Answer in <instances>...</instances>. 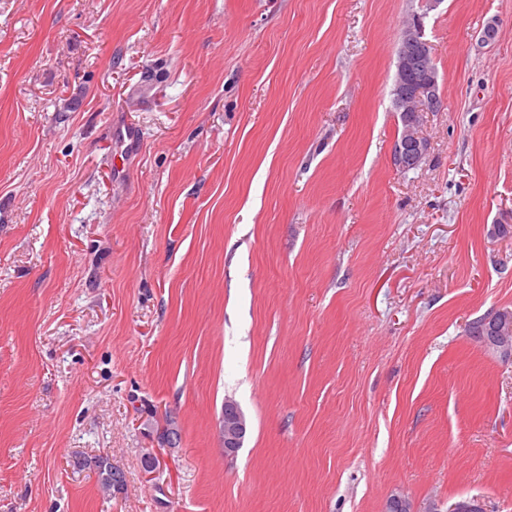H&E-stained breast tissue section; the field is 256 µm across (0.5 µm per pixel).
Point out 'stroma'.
<instances>
[{
    "label": "stroma",
    "mask_w": 512,
    "mask_h": 512,
    "mask_svg": "<svg viewBox=\"0 0 512 512\" xmlns=\"http://www.w3.org/2000/svg\"><path fill=\"white\" fill-rule=\"evenodd\" d=\"M498 224L512 0H0V512H512ZM422 28L419 22L417 32L412 30L405 36L398 53L397 104L404 117L403 130L406 128L402 140L394 145L393 163L401 169L415 168L426 155L428 144L420 135V116L425 110L434 111L439 99L437 76L425 67L430 46L423 38ZM416 68L423 69V78L410 85L406 83V77ZM393 104L399 112L394 98ZM487 316V315H486ZM481 317L468 324L467 332L469 336L477 339L480 336L481 341L487 347L499 351L504 357H512V312L501 311L489 323L487 335H485L486 325L485 317ZM484 334V336H482ZM246 431V421L237 405L224 404L222 437L225 454L232 455L242 446ZM90 460H94L93 468L96 470L100 488L104 493L112 494V492H116L115 485L114 483L112 484V481L119 482L122 486L124 485L122 473L112 466V462L108 457L98 456L90 458ZM90 460L84 459V464L87 465Z\"/></svg>",
    "instance_id": "35a3bbf8"
}]
</instances>
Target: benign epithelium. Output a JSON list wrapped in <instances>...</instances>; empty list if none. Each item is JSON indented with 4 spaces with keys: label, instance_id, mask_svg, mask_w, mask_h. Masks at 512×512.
Wrapping results in <instances>:
<instances>
[{
    "label": "benign epithelium",
    "instance_id": "obj_1",
    "mask_svg": "<svg viewBox=\"0 0 512 512\" xmlns=\"http://www.w3.org/2000/svg\"><path fill=\"white\" fill-rule=\"evenodd\" d=\"M428 55L429 44L423 38L422 28L409 32L399 49L395 81L405 132L402 140L394 145L393 163L401 169L416 167L427 152V142L419 130L420 116L425 110H435L439 99L437 76L425 68ZM487 332L488 335L481 337L483 344L511 358L512 312H499L488 323ZM246 431V421L237 405L224 404L222 437L225 454L232 455L242 446Z\"/></svg>",
    "mask_w": 512,
    "mask_h": 512
}]
</instances>
